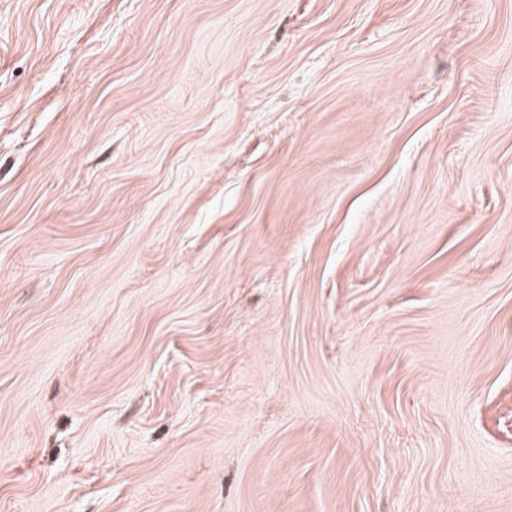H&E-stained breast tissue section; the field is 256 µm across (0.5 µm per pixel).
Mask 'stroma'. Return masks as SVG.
Instances as JSON below:
<instances>
[{
  "mask_svg": "<svg viewBox=\"0 0 512 512\" xmlns=\"http://www.w3.org/2000/svg\"><path fill=\"white\" fill-rule=\"evenodd\" d=\"M0 512H512V0H0Z\"/></svg>",
  "mask_w": 512,
  "mask_h": 512,
  "instance_id": "35a3bbf8",
  "label": "stroma"
}]
</instances>
